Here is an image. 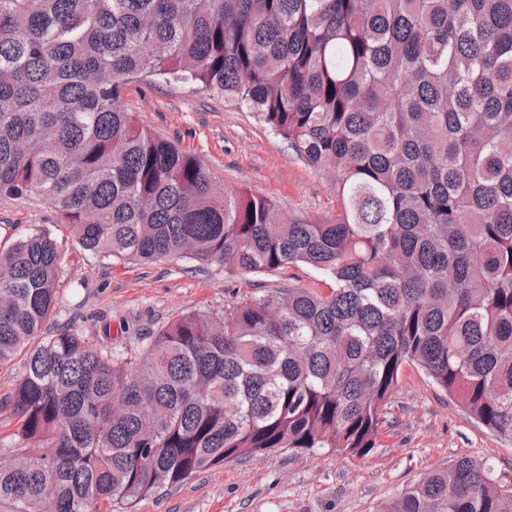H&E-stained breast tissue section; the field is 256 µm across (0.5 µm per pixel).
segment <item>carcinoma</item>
<instances>
[{
  "label": "carcinoma",
  "instance_id": "cac0c4a2",
  "mask_svg": "<svg viewBox=\"0 0 512 512\" xmlns=\"http://www.w3.org/2000/svg\"><path fill=\"white\" fill-rule=\"evenodd\" d=\"M137 77L254 111L332 181L331 224L225 186L121 105ZM0 195L40 196L83 257L303 265L135 350L42 329L64 255L0 252V414L16 512L133 507L226 461L375 447L403 366L512 438V0H0ZM379 512H512L461 457ZM22 373V356L16 357L2 367L0 366V399L6 397L13 390Z\"/></svg>",
  "mask_w": 512,
  "mask_h": 512
}]
</instances>
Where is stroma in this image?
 I'll return each instance as SVG.
<instances>
[{"label": "stroma", "instance_id": "stroma-1", "mask_svg": "<svg viewBox=\"0 0 512 512\" xmlns=\"http://www.w3.org/2000/svg\"><path fill=\"white\" fill-rule=\"evenodd\" d=\"M122 104L143 126L194 155L220 183L268 197L293 216L324 223L335 218L336 194L327 176L251 112L181 83L131 82ZM38 227L52 233L66 256L67 287L45 324L48 336L72 323L113 347L133 348L189 312L220 315L246 296L325 288L323 276L303 266L253 276L218 263L199 270L189 261H87L78 258L72 236L47 202L0 196V249ZM462 456L512 477V440L478 424L410 365L368 455L323 448L235 459L143 499L133 512H376L380 502Z\"/></svg>", "mask_w": 512, "mask_h": 512}]
</instances>
